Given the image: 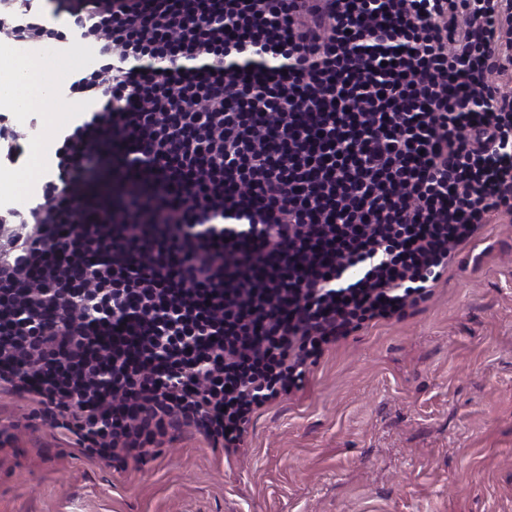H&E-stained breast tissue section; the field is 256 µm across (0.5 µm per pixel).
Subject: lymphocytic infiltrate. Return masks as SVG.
<instances>
[{
	"mask_svg": "<svg viewBox=\"0 0 512 512\" xmlns=\"http://www.w3.org/2000/svg\"><path fill=\"white\" fill-rule=\"evenodd\" d=\"M69 16L104 58L69 93L106 102L64 136L41 202L12 211L0 394L87 458L125 465L189 429L234 454L326 351L405 319L512 217V0H71ZM66 32L0 0L5 42ZM104 172L110 204L89 192Z\"/></svg>",
	"mask_w": 512,
	"mask_h": 512,
	"instance_id": "f902f5d3",
	"label": "lymphocytic infiltrate"
}]
</instances>
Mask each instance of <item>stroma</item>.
Returning a JSON list of instances; mask_svg holds the SVG:
<instances>
[{"label":"stroma","mask_w":512,"mask_h":512,"mask_svg":"<svg viewBox=\"0 0 512 512\" xmlns=\"http://www.w3.org/2000/svg\"><path fill=\"white\" fill-rule=\"evenodd\" d=\"M80 70L53 75L42 105L8 112L24 129L22 159L37 166L25 196L42 194L69 125L104 100L68 87L97 69L91 41ZM71 112L50 129L49 115ZM22 400L0 398V512H512V222L493 218L459 253L433 296L401 321L349 336L312 367L302 390L260 413L235 454L185 432L119 468L84 457Z\"/></svg>","instance_id":"1"}]
</instances>
